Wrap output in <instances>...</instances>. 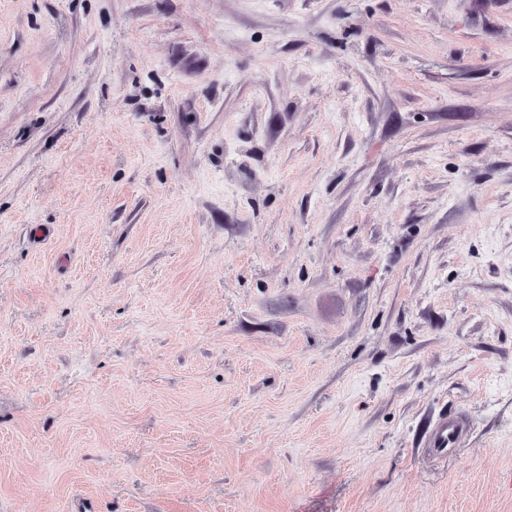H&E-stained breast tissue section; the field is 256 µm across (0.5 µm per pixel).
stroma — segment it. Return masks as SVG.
Returning <instances> with one entry per match:
<instances>
[{"label":"stroma","mask_w":512,"mask_h":512,"mask_svg":"<svg viewBox=\"0 0 512 512\" xmlns=\"http://www.w3.org/2000/svg\"><path fill=\"white\" fill-rule=\"evenodd\" d=\"M79 497L512 512V0H0V512ZM468 423L461 413L444 414L428 429L427 448L436 455H448V447L456 448L465 440Z\"/></svg>","instance_id":"1"}]
</instances>
